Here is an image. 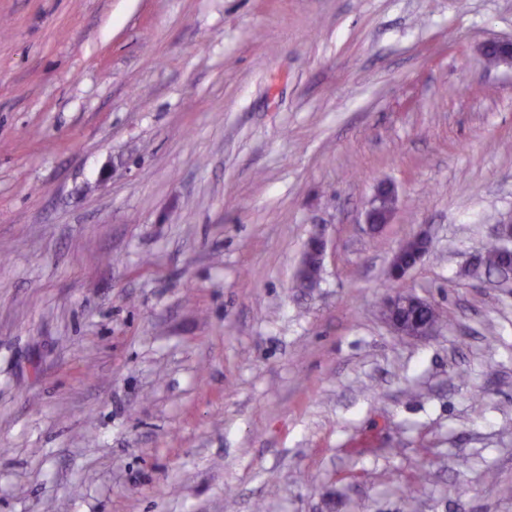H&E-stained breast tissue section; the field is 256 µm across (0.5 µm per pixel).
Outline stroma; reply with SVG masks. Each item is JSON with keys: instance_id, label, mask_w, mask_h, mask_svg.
I'll return each instance as SVG.
<instances>
[{"instance_id": "stroma-1", "label": "stroma", "mask_w": 512, "mask_h": 512, "mask_svg": "<svg viewBox=\"0 0 512 512\" xmlns=\"http://www.w3.org/2000/svg\"><path fill=\"white\" fill-rule=\"evenodd\" d=\"M4 23L0 512H512V281L470 267L512 219V68L480 52L512 0ZM423 226L400 286L443 323L419 339L380 306ZM412 244H424L426 250L414 257V260L402 261L403 256L413 250ZM431 246V237L426 227L421 228L417 233L402 241L397 247L388 267V272L393 276L403 278L406 273L417 265L428 253ZM308 250L314 254L318 260L310 256L306 262V268L303 273L296 277L297 288H312L318 281L320 267L326 254V242L320 237H312L307 244ZM319 263V264H318Z\"/></svg>"}]
</instances>
